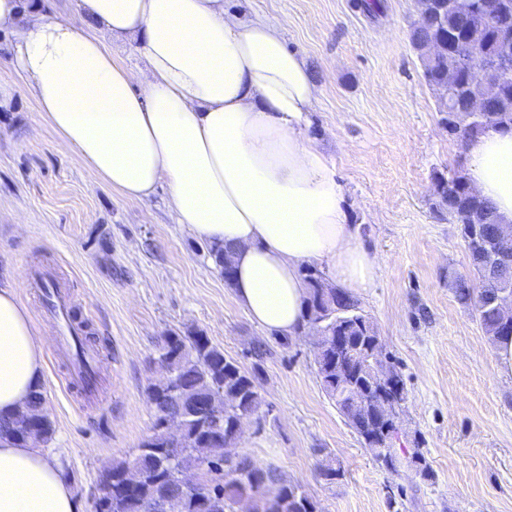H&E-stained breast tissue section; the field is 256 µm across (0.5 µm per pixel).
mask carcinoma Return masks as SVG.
<instances>
[{
    "label": "carcinoma",
    "instance_id": "cac0c4a2",
    "mask_svg": "<svg viewBox=\"0 0 512 512\" xmlns=\"http://www.w3.org/2000/svg\"><path fill=\"white\" fill-rule=\"evenodd\" d=\"M481 0H416L418 20L410 28L409 39L417 51L427 42L439 50L433 57L421 53L425 82L438 95L439 111L448 132L460 144L489 129L512 130V73L504 74L487 67L470 74L461 67L458 54L448 50V40L458 34L466 43L490 60L512 62V0H498L499 25L489 24L480 9ZM456 73V82L448 93L437 88L448 73ZM486 101L488 111L477 113L465 127H458L453 114L464 109L469 100ZM463 171L449 177H435L437 206L448 219L459 225L470 260L468 278L448 273V286L457 301L472 310L491 342L512 336V321L502 320L497 307L483 296L491 294L512 304V266L493 264L497 248L509 245L501 233L512 234V224L499 219L491 203L469 190ZM215 265L224 271V281L232 285L231 250L217 244L209 247ZM307 284V296L298 331L315 327L319 336L313 344L314 362L322 389L336 410L359 437L364 447L387 470L398 471L401 461L394 444L382 445L383 427L368 423V413L383 407L385 399L372 386L373 350L381 343L377 327L354 295L329 284L326 274L313 264L301 268ZM176 376L178 393L169 395L170 385L151 383L147 399L151 408L152 434L139 444L136 452L112 462L100 482L112 488V512H155L158 501H179L189 496L191 512H237L244 498L248 512H312L315 506L303 487L275 467H262L249 455H238L234 463L226 456L229 430L210 431L209 408L216 399H224V423L235 421L238 411L257 415L265 400L256 383V375L224 355L201 330L170 331L157 347ZM177 410L188 417L181 449H171L159 427L164 416ZM36 429L44 441L52 439L53 421L45 407L43 392L34 393L24 410L0 418V435L18 443L27 441ZM408 466L423 480L432 477L424 455L413 452ZM185 469L202 472L201 483L186 492L180 483Z\"/></svg>",
    "mask_w": 512,
    "mask_h": 512
}]
</instances>
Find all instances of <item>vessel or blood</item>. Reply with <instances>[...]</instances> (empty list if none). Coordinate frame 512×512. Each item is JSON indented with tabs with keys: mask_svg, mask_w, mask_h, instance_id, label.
Here are the masks:
<instances>
[{
	"mask_svg": "<svg viewBox=\"0 0 512 512\" xmlns=\"http://www.w3.org/2000/svg\"><path fill=\"white\" fill-rule=\"evenodd\" d=\"M34 284L42 292L46 314L53 319L58 347L64 349L74 361L76 382L86 383L97 357L84 348L81 343L84 333L82 321L74 317L72 309L66 303L65 292L50 273H37Z\"/></svg>",
	"mask_w": 512,
	"mask_h": 512,
	"instance_id": "b4317fda",
	"label": "vessel or blood"
}]
</instances>
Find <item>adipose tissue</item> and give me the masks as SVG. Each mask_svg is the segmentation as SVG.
Wrapping results in <instances>:
<instances>
[{"mask_svg": "<svg viewBox=\"0 0 512 512\" xmlns=\"http://www.w3.org/2000/svg\"><path fill=\"white\" fill-rule=\"evenodd\" d=\"M0 32L27 93L89 177L131 200L170 190L175 221L230 247L233 288L267 331L293 333L323 262L349 293L381 270L360 243L336 168L308 136L321 89L283 24L243 20L224 0H77L72 14L0 0ZM124 39L142 61L112 55ZM468 178L512 223V131L472 138ZM45 381L43 337L16 290L0 289V417ZM59 464L0 435V512H78Z\"/></svg>", "mask_w": 512, "mask_h": 512, "instance_id": "obj_1", "label": "adipose tissue"}]
</instances>
